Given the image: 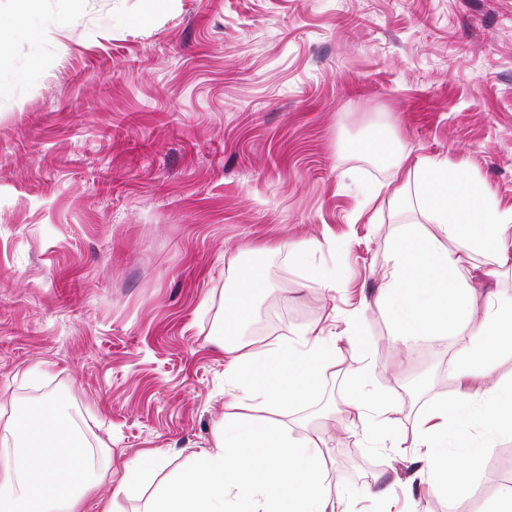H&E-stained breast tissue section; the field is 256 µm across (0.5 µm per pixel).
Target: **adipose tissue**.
I'll use <instances>...</instances> for the list:
<instances>
[{
    "label": "adipose tissue",
    "mask_w": 512,
    "mask_h": 512,
    "mask_svg": "<svg viewBox=\"0 0 512 512\" xmlns=\"http://www.w3.org/2000/svg\"><path fill=\"white\" fill-rule=\"evenodd\" d=\"M406 170L391 203L409 220L393 243L377 304L390 316L399 349L418 336L454 337L455 396L425 405L411 432L396 433L392 405L367 391L372 369L364 364L347 371L353 383L345 411L361 420L366 440L414 448L433 474V492L450 497L455 512H470L484 451L448 456L444 450L459 442L466 413L512 436V378L496 376L501 361L512 359V292H479L470 275L480 256L512 268V207H501L464 163L424 157ZM423 219L435 232L419 231ZM342 338L311 326L261 346L225 341L224 392L234 412L216 426L211 448L172 476L145 512H225L230 503L236 512H357L351 499L339 504L332 497L331 454L318 439H292L287 422L262 413L309 395L318 373L336 366ZM77 441L68 406L57 397L1 424L0 512H82L107 476L112 493L98 501L97 512H117L118 500L135 494L153 472L154 452L116 469L109 449Z\"/></svg>",
    "instance_id": "obj_1"
}]
</instances>
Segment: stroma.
I'll list each match as a JSON object with an SVG mask.
<instances>
[{"label": "stroma", "mask_w": 512, "mask_h": 512, "mask_svg": "<svg viewBox=\"0 0 512 512\" xmlns=\"http://www.w3.org/2000/svg\"><path fill=\"white\" fill-rule=\"evenodd\" d=\"M381 134L512 206V0H0V424L59 396L113 465L150 449L157 479L180 470L228 411L216 340L249 270L268 291L242 340L354 318L365 341L288 409L291 437H321L347 493L409 482L451 512L411 449L367 442L342 409L362 359L403 426L454 395L453 338L400 365L374 304L404 179L370 151ZM329 401L334 422L311 424ZM464 443L489 448L483 512L512 486V437L472 418Z\"/></svg>", "instance_id": "obj_1"}]
</instances>
